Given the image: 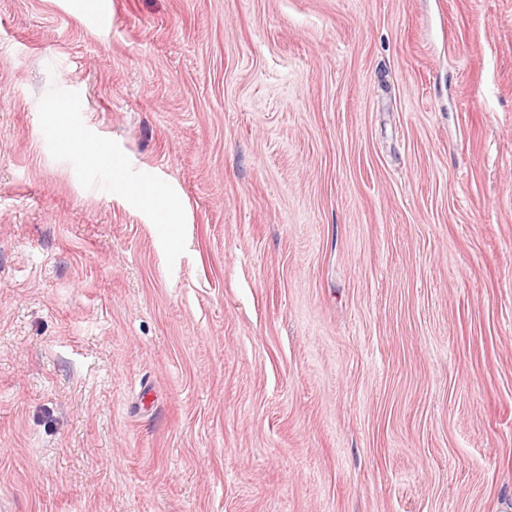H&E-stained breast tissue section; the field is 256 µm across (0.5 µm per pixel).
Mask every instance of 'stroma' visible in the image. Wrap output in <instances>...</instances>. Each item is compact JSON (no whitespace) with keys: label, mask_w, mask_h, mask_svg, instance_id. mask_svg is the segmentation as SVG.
I'll return each instance as SVG.
<instances>
[{"label":"stroma","mask_w":512,"mask_h":512,"mask_svg":"<svg viewBox=\"0 0 512 512\" xmlns=\"http://www.w3.org/2000/svg\"><path fill=\"white\" fill-rule=\"evenodd\" d=\"M104 5L0 0V512H512V0ZM45 112H58V114H56V118L53 121V124L60 125L56 130L63 127L66 128L67 133L65 135H60L57 139L63 143V149L70 155L85 158L86 160L95 162L100 156L110 152L103 143L88 137H82L77 131L70 130L66 126L62 125L65 123L66 115L63 114L65 113V109L60 110V112L56 109H49ZM99 163L104 167L111 169L110 171L112 172L113 179L118 181L121 178V169L125 166V161L123 158L118 155H112V152H110L108 157L101 159ZM116 166L121 169H112ZM152 196L151 204L145 207L140 196H134L140 208L146 209L159 218L161 224H177L180 212V203L169 191V189L159 183H153L151 186Z\"/></svg>","instance_id":"1"}]
</instances>
